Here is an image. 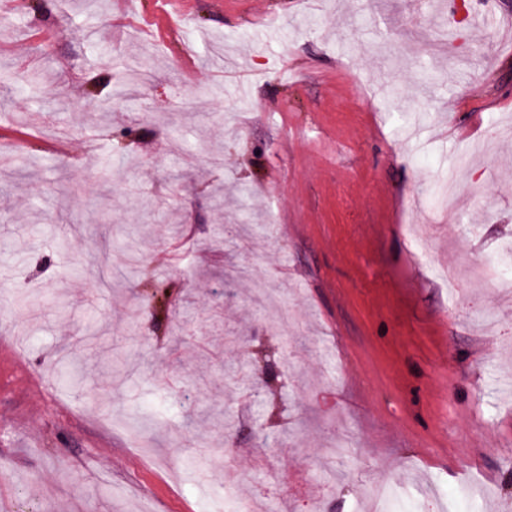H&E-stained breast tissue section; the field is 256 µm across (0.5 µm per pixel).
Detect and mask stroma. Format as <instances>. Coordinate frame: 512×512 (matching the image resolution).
I'll list each match as a JSON object with an SVG mask.
<instances>
[{"label":"stroma","instance_id":"35a3bbf8","mask_svg":"<svg viewBox=\"0 0 512 512\" xmlns=\"http://www.w3.org/2000/svg\"><path fill=\"white\" fill-rule=\"evenodd\" d=\"M484 16L19 0L0 22V512H441L435 484L479 488L462 512L512 504V0ZM135 62L138 100L104 119ZM452 175L459 219L427 223L417 258L410 203L438 212ZM476 256L481 278L442 279Z\"/></svg>","mask_w":512,"mask_h":512}]
</instances>
